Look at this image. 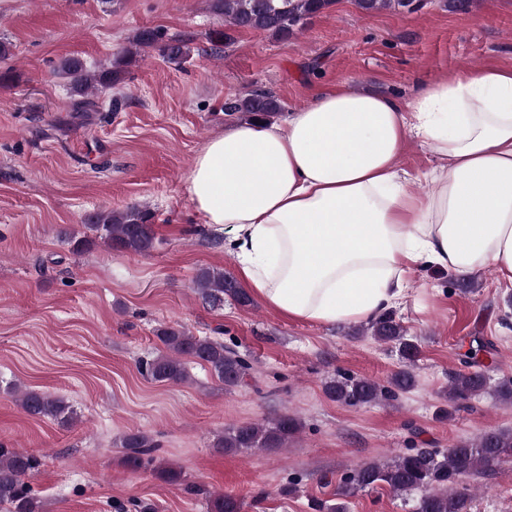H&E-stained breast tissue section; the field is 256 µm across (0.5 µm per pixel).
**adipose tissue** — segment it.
Masks as SVG:
<instances>
[{"label": "adipose tissue", "instance_id": "obj_1", "mask_svg": "<svg viewBox=\"0 0 512 512\" xmlns=\"http://www.w3.org/2000/svg\"><path fill=\"white\" fill-rule=\"evenodd\" d=\"M436 158L426 196L398 166L407 137ZM186 195L282 315L322 325L385 315L420 267L512 285V70L479 68L398 99L335 88L285 123L226 127Z\"/></svg>", "mask_w": 512, "mask_h": 512}]
</instances>
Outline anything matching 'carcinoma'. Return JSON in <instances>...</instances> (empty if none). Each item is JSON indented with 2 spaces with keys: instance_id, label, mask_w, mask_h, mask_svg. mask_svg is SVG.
<instances>
[{
  "instance_id": "cac0c4a2",
  "label": "carcinoma",
  "mask_w": 512,
  "mask_h": 512,
  "mask_svg": "<svg viewBox=\"0 0 512 512\" xmlns=\"http://www.w3.org/2000/svg\"><path fill=\"white\" fill-rule=\"evenodd\" d=\"M355 3L365 14L415 9V0H355ZM335 4L336 0H211L213 11L224 16L226 25L268 33L280 40L294 36L309 19L325 13ZM158 39L157 32L141 29L133 35L129 47L115 56L110 64L90 70L81 59L68 57L60 62L57 71L70 79L73 95L81 97L79 105L93 110L97 103L91 97L120 83L126 68L136 62L139 51L155 47ZM160 51L169 60L182 61L190 55V47L182 39L162 46ZM225 110L239 112L249 120H267L279 112L280 105L270 93L257 90L227 103ZM153 218L151 209L142 205L120 211H99L85 219L83 235L63 229L59 236L76 252L99 238L116 250L146 254L155 247ZM192 283L194 293L213 306L222 305L226 296L242 306L250 304L246 293L222 269L203 267L197 271ZM366 334L380 342L398 345L406 368L393 374L386 386L345 374L333 377L324 384V393L329 399L356 407L388 400L415 386L411 366L419 347L408 338L404 326L384 315L368 322L366 328L353 332L355 336ZM155 336L162 351L140 366L142 375L151 380L181 383L187 378L185 364L191 360L206 366L226 390L246 384L250 377L249 361L224 345L222 340L196 336L185 329L164 325L155 330ZM488 387L489 382L479 371L456 373L451 377L448 402L457 410L485 393ZM20 405L30 416L51 419L63 425L70 424L74 416V410L64 399L37 390L22 392ZM301 428V421L286 413L270 421L230 427L215 437L213 447L222 452L252 449L272 452L288 447L289 440ZM120 447L124 449V463L137 470L144 461L153 460L151 453L156 444L145 432L131 430L122 436ZM511 459L512 433L486 430L471 443L442 450L419 448L397 454L386 463L357 465L336 487L335 502L316 501L312 508L315 512H346V499L359 491L379 486L401 498L417 495L414 512H471L472 494L468 479L487 477ZM37 466L38 460L33 456L0 448V505L7 506V512H39V502L25 482V477ZM207 508L209 512H242L241 502L230 494L209 497Z\"/></svg>"
}]
</instances>
